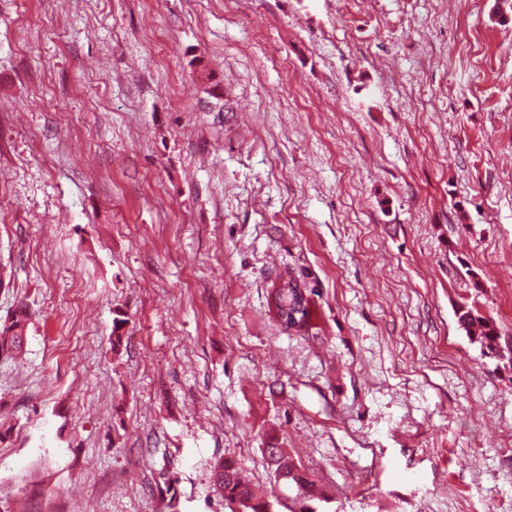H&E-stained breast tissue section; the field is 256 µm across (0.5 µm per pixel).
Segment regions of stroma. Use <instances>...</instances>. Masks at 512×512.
<instances>
[{"mask_svg":"<svg viewBox=\"0 0 512 512\" xmlns=\"http://www.w3.org/2000/svg\"><path fill=\"white\" fill-rule=\"evenodd\" d=\"M469 268L511 347L512 0H0V512L289 498L270 431L325 512H512ZM302 289L310 294L312 293V289L301 288L300 283L292 277L279 287L273 288L271 293V311H277L278 314L287 313L289 316L291 312L297 313L296 318L287 321L286 329L292 327L303 328L311 319V302L308 299H304ZM28 313L21 308L14 315L0 325V353L9 356L18 354L23 350L26 342ZM214 482L230 512H272L268 498L259 496L242 476L241 466L233 459L219 462L214 469ZM239 501V511L235 506Z\"/></svg>","mask_w":512,"mask_h":512,"instance_id":"1","label":"stroma"}]
</instances>
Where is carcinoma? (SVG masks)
Masks as SVG:
<instances>
[{"label": "carcinoma", "instance_id": "carcinoma-1", "mask_svg": "<svg viewBox=\"0 0 512 512\" xmlns=\"http://www.w3.org/2000/svg\"><path fill=\"white\" fill-rule=\"evenodd\" d=\"M474 299L458 304L456 315L459 327L470 341L479 345L483 355L507 360L512 364V349L503 355L501 335L493 317L483 311L477 297L483 291L479 274L467 272ZM271 305L279 313H297V317L287 321V328L305 327L312 316L310 300L302 295L301 285L294 278L287 279L273 289ZM28 313L20 309L0 325V353L18 354L26 342ZM268 464L273 470L276 483L286 488L296 489L294 504L297 512H318L315 503L326 501L324 492L313 476L305 468L295 463L284 448L270 446L264 449ZM214 482L230 512H272L268 498L256 494L242 476L241 466L233 459L219 462L214 469Z\"/></svg>", "mask_w": 512, "mask_h": 512}]
</instances>
